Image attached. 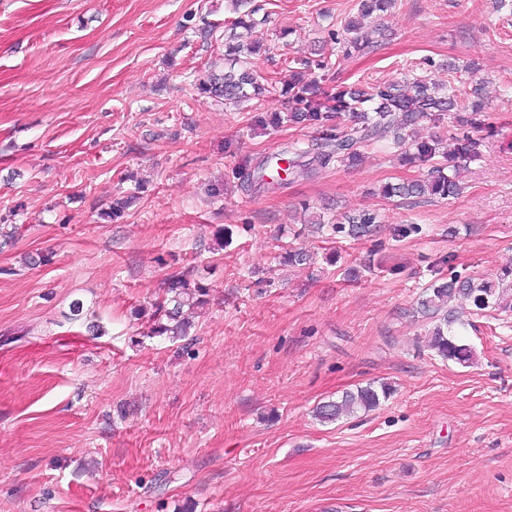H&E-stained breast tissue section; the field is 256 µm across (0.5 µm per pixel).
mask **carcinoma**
<instances>
[{
	"mask_svg": "<svg viewBox=\"0 0 512 512\" xmlns=\"http://www.w3.org/2000/svg\"><path fill=\"white\" fill-rule=\"evenodd\" d=\"M394 4L395 0H359L358 17L345 20L342 26L345 50L359 51L368 47L366 43L360 44L358 31L361 29V20L376 12H383ZM250 89L257 96L266 92L257 77L247 70L238 74L230 69L220 77L213 75L198 84L200 92L231 103L249 97ZM288 92L295 104L294 110L288 113L290 123L321 126L330 112H352L357 118L356 123L322 143L308 142L304 147H294L297 156L313 154L324 165L333 160L341 163L353 161L360 156L359 148L384 140H390L400 147L407 142L408 129L423 120L440 123L445 113L462 109L463 98L467 95V91L456 85L451 74L446 84L419 76L402 83H369L362 88L339 91L326 100L318 97L312 82L294 76L288 84ZM456 141L452 164L448 165L438 160V142L412 140L416 157L429 167V178L388 185L383 189L384 196L419 200L426 196L445 199L459 195L457 170L480 157L481 143L467 134L456 138ZM376 224L377 215L364 211L350 218L346 224L329 225V229L336 236L345 234L357 238L372 233L376 230ZM169 291L175 292L172 297L174 306L166 310V316L173 321V325H161L157 332L169 333L174 338L181 337L185 334V322L180 320L181 310L185 305H191L206 296L207 288L196 286L191 290L186 287V282L177 281L169 287ZM459 297L469 299L478 311L493 308L505 312L512 309V304L505 302V299L512 297V282H476L456 274L447 279H435L423 291L419 301L420 312L434 322V327L427 334L428 348L441 359L466 367L473 362L474 352L453 330V325L460 321L453 308V302ZM390 395L389 385L382 383L375 386L370 383L354 391L344 392L336 401L317 406L316 417L323 423H329L359 411L370 412Z\"/></svg>",
	"mask_w": 512,
	"mask_h": 512,
	"instance_id": "cac0c4a2",
	"label": "carcinoma"
}]
</instances>
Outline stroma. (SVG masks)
Returning a JSON list of instances; mask_svg holds the SVG:
<instances>
[{
  "label": "stroma",
  "instance_id": "1",
  "mask_svg": "<svg viewBox=\"0 0 512 512\" xmlns=\"http://www.w3.org/2000/svg\"><path fill=\"white\" fill-rule=\"evenodd\" d=\"M357 3L252 0L272 88L233 106L195 88L230 67V0H0V512H512V311L463 302L467 367L416 311L435 277L512 266V10L396 0L348 55ZM304 58L325 96L482 83L481 127L416 131L481 141L458 198H384L428 174L390 142L322 165L292 150L321 129L260 126ZM365 210L374 237L310 229ZM180 278L208 296L173 339ZM371 382L378 409L315 419Z\"/></svg>",
  "mask_w": 512,
  "mask_h": 512
}]
</instances>
